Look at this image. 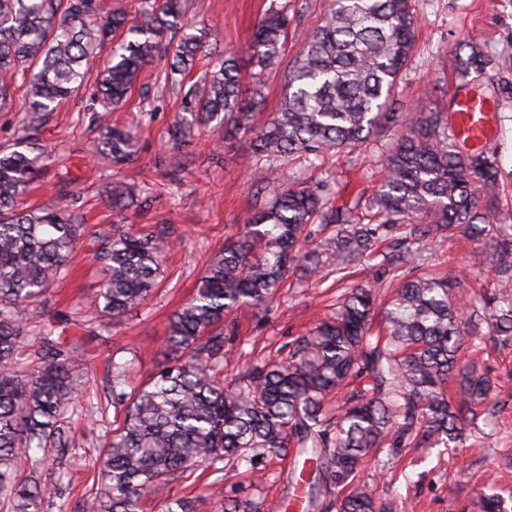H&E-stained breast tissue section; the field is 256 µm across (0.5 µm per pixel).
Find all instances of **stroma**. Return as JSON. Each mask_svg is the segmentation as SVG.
I'll use <instances>...</instances> for the list:
<instances>
[{"label": "stroma", "instance_id": "stroma-1", "mask_svg": "<svg viewBox=\"0 0 512 512\" xmlns=\"http://www.w3.org/2000/svg\"><path fill=\"white\" fill-rule=\"evenodd\" d=\"M270 0H202L199 21L210 34V44L191 72L199 77L225 52L248 58L252 29ZM418 16L415 51L404 69L394 97L400 112L424 107L450 112L451 97L462 63L472 50L490 59L480 71H470L466 91L480 90L495 98L496 134L488 152L500 179L490 224H512V0H412ZM166 61L146 65L138 74L134 94L119 111L91 104L79 92L51 113L37 134L39 146L55 158L48 176L35 184L27 200L50 205L70 194L82 199L79 222L86 231L71 259L69 273L56 280L40 301L20 310L27 345H36L46 322L78 321L77 336L93 359L79 373L84 410L71 419L72 443L65 474L50 461L25 462L21 476L53 484L41 512H82L83 495L97 486L100 452L116 417L109 404L113 367L128 364L129 380L140 385L152 380L167 363L168 317L196 293L208 261L227 238L237 235L256 203L266 202L254 186L256 168H263L267 184L289 178L327 181L336 208H350L357 222L379 224L369 207L372 194L383 183L384 151L394 141V128L384 127L363 145L328 154L318 167L303 159L288 163H261L249 138L220 147L223 130H195L186 143L170 141L168 128L178 111V100L161 88L158 76ZM134 128L140 146L137 160L121 172L95 156L91 147L101 129L113 122ZM133 188L134 203L123 212L112 210L113 187ZM118 224L132 230L173 225L175 245L164 264V277L145 305L111 326L91 320L88 299L98 291L105 273L92 259L90 238ZM397 228L381 229L373 251L362 265L338 277L334 268L321 276L295 272L284 279L263 307L243 306L224 324V364L221 382H230L247 365L283 362L298 337L307 335L336 311V299L348 288H373L385 299L398 280L430 274L457 278L471 299L461 310L462 321L473 311L492 316L495 299L506 288L494 259L472 267L468 260L476 244L457 234L435 239L414 260L387 265L382 255ZM466 357L494 382L491 400L499 404L494 423L468 430L454 448H407L399 457L371 461L359 474L381 507V512H476L478 493L488 486L512 490V344H480ZM264 477L255 480L249 464L234 470L199 467L190 478L168 480L161 493L143 500L144 512H162L165 502L191 499L195 512H224L233 500L249 499L260 512L287 502L297 492L292 478V456L265 459Z\"/></svg>", "mask_w": 512, "mask_h": 512}]
</instances>
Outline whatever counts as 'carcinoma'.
Masks as SVG:
<instances>
[{"label": "carcinoma", "mask_w": 512, "mask_h": 512, "mask_svg": "<svg viewBox=\"0 0 512 512\" xmlns=\"http://www.w3.org/2000/svg\"><path fill=\"white\" fill-rule=\"evenodd\" d=\"M195 0H141L135 24L119 6L100 14L98 0H0V112L20 101L29 135L0 151V512H41L48 485L29 484L18 463L58 449L66 466V414L79 399L76 367L90 361L78 342L56 328L20 362L23 325L18 311L40 298L67 270L84 235L73 212L78 199L33 207L24 196L50 168L51 157L30 142L49 113L73 93L118 109L138 72L170 58L165 83L181 94L182 116L170 128L175 141L195 126L222 127L250 138L266 162L295 154L314 164L331 151L355 148L385 121L400 128L386 155L387 176L372 205L390 224L407 223L408 236L385 260L415 258L438 233L482 239L479 261L496 258L499 277L512 285V225L485 226L498 180L484 149L448 136L440 112L389 111L396 84L411 61L417 16L410 0H330L321 24L302 37L286 73L278 112L256 126L264 98H242L240 66L228 52L200 80L184 86L203 48L206 28L189 19ZM290 19L270 3L251 36L250 60L259 74L278 66ZM110 48L101 71L94 64ZM115 171L139 148L131 128L114 124L93 144ZM272 201L248 214L206 267L196 294L169 320L168 361L144 386H114L112 406L122 424L102 448L100 484L84 512H141L145 494L171 475L206 464L215 470L239 460L252 468L293 446L303 458L296 483L316 507L320 489L347 491L330 501L336 512H378L372 490L356 476L380 448L449 446L481 418L491 380L463 367V351L482 340L478 325L459 320L464 297L452 277L421 275L397 283L376 322L370 289L353 287L336 302V317L298 338L288 363H267L226 385L223 324L242 305H264L288 272L310 275L327 260L341 271L364 260L378 227L357 224L352 213L333 216L330 187L289 181L270 187ZM340 224L336 236L311 241L316 221ZM174 230L163 224L144 234L115 226L93 241L105 278L89 300L94 317L118 323L141 307L162 277ZM496 336L512 339V297L495 314ZM345 393L327 416V399ZM481 512H512L502 495L480 496Z\"/></svg>", "instance_id": "obj_1"}]
</instances>
